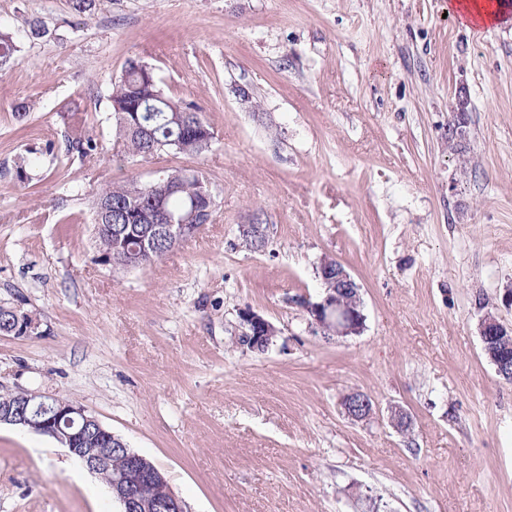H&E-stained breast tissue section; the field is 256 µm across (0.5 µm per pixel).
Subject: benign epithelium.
<instances>
[{
  "label": "benign epithelium",
  "instance_id": "7a95c632",
  "mask_svg": "<svg viewBox=\"0 0 512 512\" xmlns=\"http://www.w3.org/2000/svg\"><path fill=\"white\" fill-rule=\"evenodd\" d=\"M465 102L456 104L455 118L448 124V138L462 133L465 124ZM153 207L142 205L130 208L131 220L141 224L139 253H148L155 248L156 236L160 233L168 238L183 239L194 236L203 225L194 227L177 224L173 219L158 223L159 214L166 212L165 200L152 201ZM323 293L320 300L303 301L302 307L309 315L311 324L333 336H355L361 333L364 314L360 298V287L338 261L324 257L317 268ZM16 320L13 331L30 335L38 328V322L15 307H7ZM242 342L251 350L266 351L278 335V329L262 315L247 309L241 312ZM480 337L484 351L495 366L497 375L504 381L512 379V330L499 321L491 312L480 320ZM13 403L0 406V425L6 424L38 433L53 439L58 445L79 459L92 471L112 468V454L116 448L124 451L126 469L124 475L109 484L111 493L122 506L121 512H155L156 505L164 503L167 512H183V503L164 475L145 456L128 449L121 439L98 418L76 403L66 402L61 397L46 395L39 391L17 390ZM344 414L353 421H364L374 413L372 400L361 392L353 391L341 400ZM391 423L400 432L412 428V419L401 407L391 409ZM94 447L88 448V441Z\"/></svg>",
  "mask_w": 512,
  "mask_h": 512
}]
</instances>
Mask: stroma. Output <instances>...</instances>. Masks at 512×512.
I'll return each instance as SVG.
<instances>
[{
  "mask_svg": "<svg viewBox=\"0 0 512 512\" xmlns=\"http://www.w3.org/2000/svg\"><path fill=\"white\" fill-rule=\"evenodd\" d=\"M450 2L0 0L19 47L0 64V305L40 323L0 335V391L77 402L186 512H512V383L479 335L488 311L512 327V6L477 28ZM131 59L200 107L208 151L123 150L110 94ZM74 111L94 156L66 150ZM176 168L210 183L211 223L157 264H97L96 191ZM325 256L361 288L360 335L299 305ZM246 308L280 331L266 352L241 341ZM352 391L373 419L343 414ZM0 512L121 507L52 439L1 425Z\"/></svg>",
  "mask_w": 512,
  "mask_h": 512,
  "instance_id": "35a3bbf8",
  "label": "stroma"
}]
</instances>
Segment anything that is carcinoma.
<instances>
[{"mask_svg": "<svg viewBox=\"0 0 512 512\" xmlns=\"http://www.w3.org/2000/svg\"><path fill=\"white\" fill-rule=\"evenodd\" d=\"M138 99L144 101L139 111L140 123L148 132L134 126V116L128 105ZM113 115L118 127L119 138L123 146L134 156L149 158L161 153L173 152L185 156H197L208 150L213 139L211 130L202 117L199 108L191 103L167 96L156 81L146 79L135 67L125 69L123 76L114 83L110 96ZM67 147L82 157L91 156L98 148L97 142L87 133L85 119L78 113L71 115L67 135ZM167 177L173 179L174 190L166 196V209L184 218L189 224H200L199 216H191L188 210L193 200L200 205H207L201 195L203 178L175 170ZM162 192L157 183L141 184L136 180L113 183L100 189L96 200L105 199L112 203L111 213L107 218L110 224L128 223V218L117 220V213L132 202H148L153 196ZM98 253L114 256L135 254L137 241L131 236L121 239L112 235V231L94 230ZM180 245V241L166 240L141 262L146 267L162 260L168 253Z\"/></svg>", "mask_w": 512, "mask_h": 512, "instance_id": "1", "label": "carcinoma"}]
</instances>
